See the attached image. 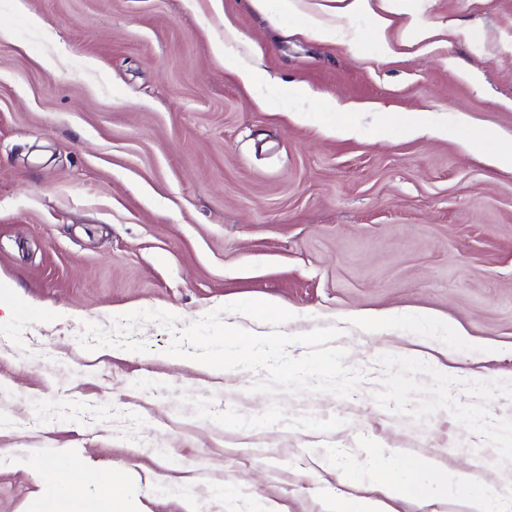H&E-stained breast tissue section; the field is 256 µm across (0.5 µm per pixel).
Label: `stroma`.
Segmentation results:
<instances>
[{
	"label": "stroma",
	"instance_id": "35a3bbf8",
	"mask_svg": "<svg viewBox=\"0 0 512 512\" xmlns=\"http://www.w3.org/2000/svg\"><path fill=\"white\" fill-rule=\"evenodd\" d=\"M298 0L288 24L250 0H0V512H36L62 454L88 464L114 512H327L339 496L385 512H466L468 490L381 497L375 467L433 458L512 498V171L455 132L460 116L512 149V0H412L381 52L367 21L323 41ZM313 93L260 107L212 47ZM353 104L324 112L321 101ZM391 127L376 135L377 112ZM339 123L352 137L330 133ZM258 297L281 327L339 334L365 378L349 397L279 395L259 375L168 356L210 311ZM338 416L332 431L289 419ZM24 457L27 468L15 460Z\"/></svg>",
	"mask_w": 512,
	"mask_h": 512
}]
</instances>
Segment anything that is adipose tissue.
<instances>
[{
	"instance_id": "obj_1",
	"label": "adipose tissue",
	"mask_w": 512,
	"mask_h": 512,
	"mask_svg": "<svg viewBox=\"0 0 512 512\" xmlns=\"http://www.w3.org/2000/svg\"><path fill=\"white\" fill-rule=\"evenodd\" d=\"M337 19L328 22L309 16L305 19L308 33L315 37L332 40L347 24L355 19L367 18L377 43L383 52H390L384 34L392 24L395 16L410 14L409 0H381L380 6H373L372 0H340ZM237 33L232 25H225L224 39L216 43L214 53L222 57L225 64L233 66L239 80L250 88L256 101L263 107L276 112L298 111L300 103L306 101L310 93L299 88L288 96H280L272 92L268 83L261 81L253 67L238 63L228 43L236 39ZM374 478L388 496L397 495L403 487H410L427 494L449 495L457 488H470L471 493L466 500L467 512H503L502 506L482 489L473 485V475L465 469H454L447 475H440L432 460L423 459L411 466L404 477H394L385 469H377ZM97 473L88 466L65 464L61 474L52 475L46 481V487L39 506V512H88L83 499L86 487L96 484Z\"/></svg>"
}]
</instances>
